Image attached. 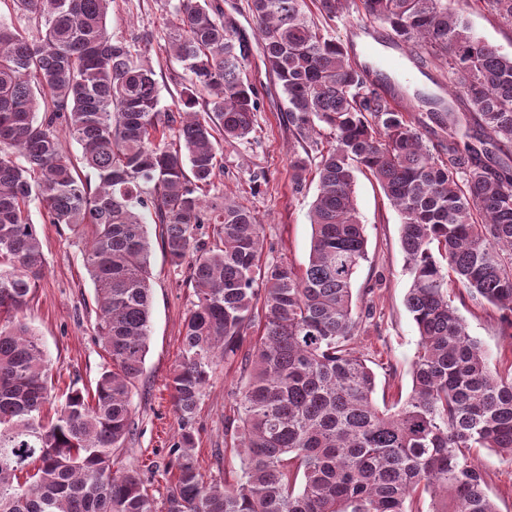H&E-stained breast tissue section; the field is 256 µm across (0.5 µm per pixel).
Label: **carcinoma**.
Masks as SVG:
<instances>
[{"label": "carcinoma", "mask_w": 512, "mask_h": 512, "mask_svg": "<svg viewBox=\"0 0 512 512\" xmlns=\"http://www.w3.org/2000/svg\"><path fill=\"white\" fill-rule=\"evenodd\" d=\"M9 2L34 29L0 20V512H155L140 473L114 468L133 435L131 397L149 349L147 214L196 296L170 376L181 428L166 512H413L423 493L429 512H497L472 450L512 459V374L470 336L448 282L512 328V55L476 39L448 0H360L392 43L447 69L448 98L419 97L430 119L460 124V101L485 145L461 143L467 130L432 148L410 108L322 33L307 0H250L297 142L312 151L323 129L331 135L319 148L308 263L297 269L262 259L254 212L203 194L221 168L218 136L248 139L260 108L243 78L251 44L220 0L173 7L164 49L189 81L172 108L160 106L150 39L108 28L112 0ZM314 3L334 21L355 0ZM486 3L512 26V0ZM64 134L82 148L78 165L62 151ZM310 165L291 154L298 193ZM358 172L401 217L405 305L419 341L411 391L394 410L375 404L376 375L357 350L352 284L367 255ZM33 199L50 223L89 237L84 265L109 357L94 389H71L51 417L42 345L16 319L46 268ZM237 360L224 436L243 455L240 471L208 483L193 421L214 369Z\"/></svg>", "instance_id": "carcinoma-1"}]
</instances>
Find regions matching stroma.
<instances>
[{
  "label": "stroma",
  "mask_w": 512,
  "mask_h": 512,
  "mask_svg": "<svg viewBox=\"0 0 512 512\" xmlns=\"http://www.w3.org/2000/svg\"><path fill=\"white\" fill-rule=\"evenodd\" d=\"M448 6L465 16L476 38L512 54V27L498 21L484 0H448ZM169 19L166 0H114L108 17L114 34L140 33L150 38L160 104L164 107L172 105L187 80L181 65L163 50ZM407 67L411 77L400 82L399 89L406 102L413 105L412 113L420 120L418 129L425 142L438 143L447 138L448 130L426 121L427 109L417 103L416 95L445 93L448 74L439 62L416 51L411 52ZM243 76L262 94V106L247 140L223 143V163L206 196L212 199L234 194L264 226V259L301 268L307 264L310 252L312 228L308 215L317 181L309 179L302 192L293 190L289 153L300 150L301 145L288 126L280 87L266 72L259 54H252ZM254 172L265 175L257 187L250 179ZM355 195L368 239V257L353 281V307L363 317L359 351L376 374V402L392 405L411 389V366L418 342L415 323L405 306L408 275L400 248L401 219L371 177L358 175ZM29 211L47 268L22 317L43 345L53 384L51 403L57 408L69 387L93 388L108 358L97 341L94 288L83 265L85 238L66 226L49 223L38 202H31ZM160 232L159 225H151L152 333L144 371L131 398L135 431L117 453L119 466L143 474L158 505L166 494L170 449L180 428L168 383L181 347L183 320L195 301L186 268L169 263ZM381 276L386 279L382 285L377 282ZM448 294L492 366L503 373L512 372V335L503 334L497 310L478 304L458 286L449 288ZM239 386L237 367L218 366L193 422L196 454L205 480L222 479L240 468L238 453L224 445V408ZM473 456L486 473L485 491L498 512H512V460L489 448L474 449Z\"/></svg>",
  "instance_id": "obj_1"
}]
</instances>
